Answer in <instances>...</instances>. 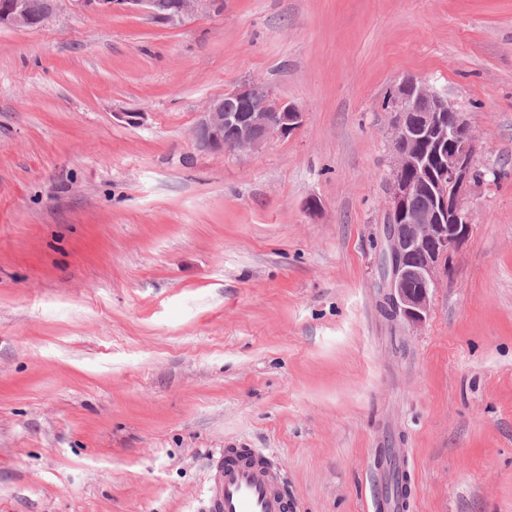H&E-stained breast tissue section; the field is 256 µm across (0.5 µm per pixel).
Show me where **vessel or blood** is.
I'll return each instance as SVG.
<instances>
[{"mask_svg":"<svg viewBox=\"0 0 512 512\" xmlns=\"http://www.w3.org/2000/svg\"><path fill=\"white\" fill-rule=\"evenodd\" d=\"M208 512H291L280 472L258 448H228L214 459Z\"/></svg>","mask_w":512,"mask_h":512,"instance_id":"1","label":"vessel or blood"}]
</instances>
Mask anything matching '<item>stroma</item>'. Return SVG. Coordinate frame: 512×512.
<instances>
[{"instance_id":"1","label":"stroma","mask_w":512,"mask_h":512,"mask_svg":"<svg viewBox=\"0 0 512 512\" xmlns=\"http://www.w3.org/2000/svg\"><path fill=\"white\" fill-rule=\"evenodd\" d=\"M408 75L486 174L417 326L379 273ZM247 79L302 127L197 151ZM227 448L266 449L294 512H374L387 448L406 512H512V0H224L174 25L58 0L0 29V512H205Z\"/></svg>"}]
</instances>
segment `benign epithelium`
Returning <instances> with one entry per match:
<instances>
[{
  "label": "benign epithelium",
  "instance_id": "1",
  "mask_svg": "<svg viewBox=\"0 0 512 512\" xmlns=\"http://www.w3.org/2000/svg\"><path fill=\"white\" fill-rule=\"evenodd\" d=\"M96 13H143L177 23L222 0H75ZM56 0H46L33 15L26 0H0V27L34 29L54 15ZM393 165L388 222L384 225V263L391 312L411 325L426 320L442 270L472 231L469 203L476 180V136L448 99L416 76L405 77L389 95ZM304 112L281 99L269 84L245 80L209 103L195 124L196 149L213 154L259 149L272 138H287L303 125ZM424 204L417 202L421 193Z\"/></svg>",
  "mask_w": 512,
  "mask_h": 512
}]
</instances>
